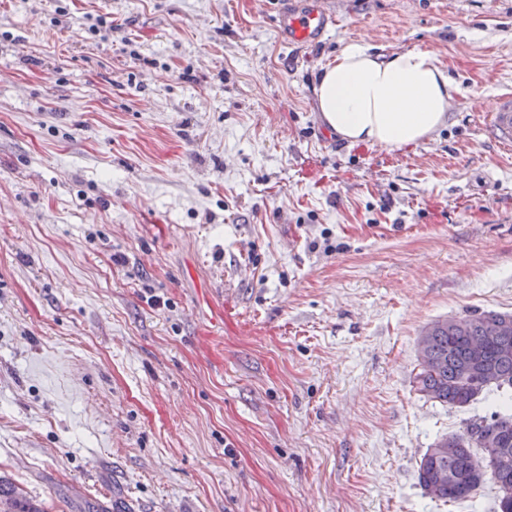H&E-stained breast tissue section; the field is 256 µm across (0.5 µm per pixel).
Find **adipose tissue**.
<instances>
[{
    "mask_svg": "<svg viewBox=\"0 0 512 512\" xmlns=\"http://www.w3.org/2000/svg\"><path fill=\"white\" fill-rule=\"evenodd\" d=\"M457 86L430 51L382 53L349 44L314 87L324 123L352 144L397 148L430 139L448 123Z\"/></svg>",
    "mask_w": 512,
    "mask_h": 512,
    "instance_id": "obj_1",
    "label": "adipose tissue"
}]
</instances>
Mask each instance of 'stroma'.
I'll use <instances>...</instances> for the list:
<instances>
[{"instance_id": "1", "label": "stroma", "mask_w": 512, "mask_h": 512, "mask_svg": "<svg viewBox=\"0 0 512 512\" xmlns=\"http://www.w3.org/2000/svg\"><path fill=\"white\" fill-rule=\"evenodd\" d=\"M0 0V477L49 512H496L421 457L494 410L415 383L430 323L512 312V0ZM431 50L448 125L341 140L346 44ZM335 20L318 2L310 1L305 6L291 11L282 10L277 16L280 33L288 41L306 44L317 41ZM488 112L490 133L504 150L510 152L512 148V93L498 95Z\"/></svg>"}]
</instances>
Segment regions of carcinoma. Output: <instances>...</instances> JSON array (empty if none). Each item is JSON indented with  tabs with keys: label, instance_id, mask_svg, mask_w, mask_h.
Here are the masks:
<instances>
[{
	"label": "carcinoma",
	"instance_id": "obj_1",
	"mask_svg": "<svg viewBox=\"0 0 512 512\" xmlns=\"http://www.w3.org/2000/svg\"><path fill=\"white\" fill-rule=\"evenodd\" d=\"M512 321V313L481 312L463 317L464 327L456 329L448 320H438L421 334L418 349L417 390L425 397L450 407L463 408L495 388L512 389V335L503 336L500 327ZM484 343L479 363H472L469 344ZM496 449V460L486 477L464 475L468 458L475 449ZM445 476L438 483L439 476ZM490 479L498 487L499 501L512 503V412L495 410L490 416L471 418L465 430L438 440L421 458L418 481L427 495L446 502L466 499ZM0 512H45L21 488L0 478Z\"/></svg>",
	"mask_w": 512,
	"mask_h": 512
}]
</instances>
